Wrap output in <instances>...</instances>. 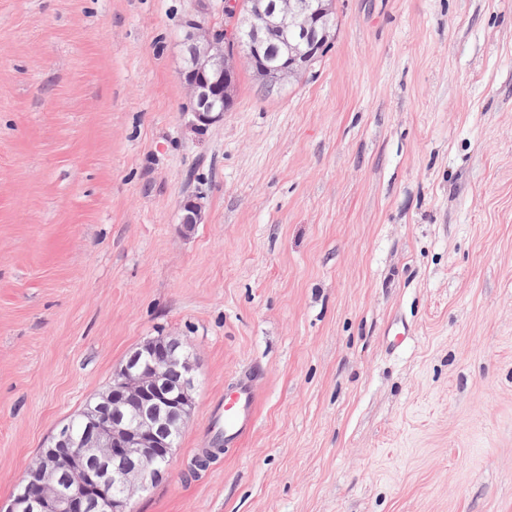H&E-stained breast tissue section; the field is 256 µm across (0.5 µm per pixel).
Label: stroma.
Segmentation results:
<instances>
[{"label": "stroma", "mask_w": 512, "mask_h": 512, "mask_svg": "<svg viewBox=\"0 0 512 512\" xmlns=\"http://www.w3.org/2000/svg\"><path fill=\"white\" fill-rule=\"evenodd\" d=\"M194 7L0 0V512L157 336L197 381L133 512H512V0H334L203 129ZM202 199L203 197L195 195L188 196L183 200L181 204V223L184 224L187 229L193 228L195 224H201L204 210V202ZM255 415V396L251 387L242 384L230 403H224V444L242 437L251 427Z\"/></svg>", "instance_id": "35a3bbf8"}]
</instances>
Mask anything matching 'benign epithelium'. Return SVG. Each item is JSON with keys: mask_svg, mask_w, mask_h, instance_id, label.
<instances>
[{"mask_svg": "<svg viewBox=\"0 0 512 512\" xmlns=\"http://www.w3.org/2000/svg\"><path fill=\"white\" fill-rule=\"evenodd\" d=\"M332 0H224V14L240 20L232 31L200 16L185 22L182 79L197 126L224 116L233 104L239 62L267 84L304 74L330 44L326 19ZM202 197L181 204V223H201ZM178 371L180 381L171 382ZM195 367L182 341L149 338L112 375V390L96 413L82 421L89 437L70 421L51 439L39 463L19 483L7 512H131L132 499L173 457L175 442L191 416Z\"/></svg>", "mask_w": 512, "mask_h": 512, "instance_id": "benign-epithelium-1", "label": "benign epithelium"}]
</instances>
